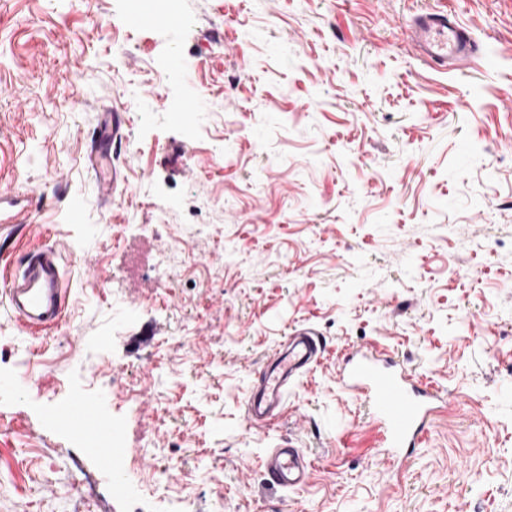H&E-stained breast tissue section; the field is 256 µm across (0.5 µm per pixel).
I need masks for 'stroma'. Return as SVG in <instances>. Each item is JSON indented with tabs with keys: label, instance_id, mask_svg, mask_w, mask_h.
Masks as SVG:
<instances>
[{
	"label": "stroma",
	"instance_id": "obj_1",
	"mask_svg": "<svg viewBox=\"0 0 512 512\" xmlns=\"http://www.w3.org/2000/svg\"><path fill=\"white\" fill-rule=\"evenodd\" d=\"M178 2L189 26L134 30L126 0H0V283L41 245L70 276L60 327L0 307V512H512V0ZM442 9L491 68L412 49ZM300 328L317 363L250 426ZM373 345L452 394L400 466L336 378ZM82 402L120 477L56 424ZM283 439L293 490L260 463ZM125 114L117 111L103 112L102 124L93 135L88 154L97 192L104 199H112L120 182L119 170L112 165V147L121 141L122 130L127 122ZM262 464L267 481L274 486L294 489L309 478L304 454L289 439L282 440L265 455Z\"/></svg>",
	"mask_w": 512,
	"mask_h": 512
}]
</instances>
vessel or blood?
<instances>
[{"label": "vessel or blood", "instance_id": "1", "mask_svg": "<svg viewBox=\"0 0 512 512\" xmlns=\"http://www.w3.org/2000/svg\"><path fill=\"white\" fill-rule=\"evenodd\" d=\"M409 32L419 52L448 71L470 69L483 57L471 32L450 14H421L414 19ZM126 122L124 113H104L102 124L93 135L88 161L97 192L105 199L112 198L119 186L120 175L112 163V149L120 142ZM1 290L8 298L13 316L27 331L36 333L60 326L67 291L61 253L53 246L31 251ZM321 348L313 330L293 334L287 350L267 366L260 387L251 395L249 419L269 416L282 408L289 383L317 361ZM337 379L344 389L363 398L377 427L379 445L393 458L407 456L445 401L441 391L415 385L403 367L372 347L348 354L339 367ZM56 421L91 437L101 460L112 462L113 474H120L124 451L101 440L93 404L73 405L57 413ZM262 464L268 482L281 488L301 487L309 478L303 453L288 440L278 443L264 456Z\"/></svg>", "mask_w": 512, "mask_h": 512}]
</instances>
